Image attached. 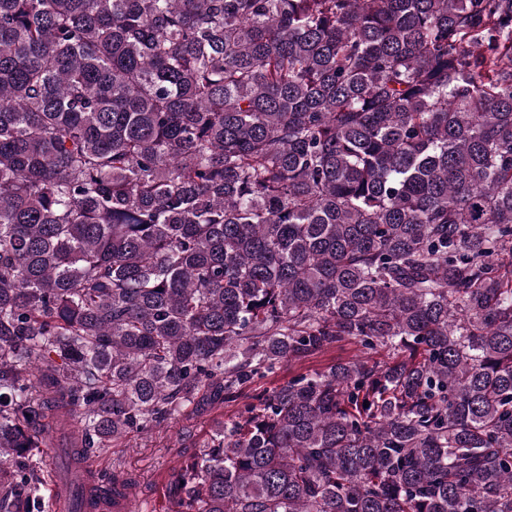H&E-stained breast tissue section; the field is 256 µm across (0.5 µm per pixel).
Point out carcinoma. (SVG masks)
<instances>
[{"mask_svg": "<svg viewBox=\"0 0 512 512\" xmlns=\"http://www.w3.org/2000/svg\"><path fill=\"white\" fill-rule=\"evenodd\" d=\"M343 342L175 512H512V0H0V512Z\"/></svg>", "mask_w": 512, "mask_h": 512, "instance_id": "1", "label": "carcinoma"}]
</instances>
